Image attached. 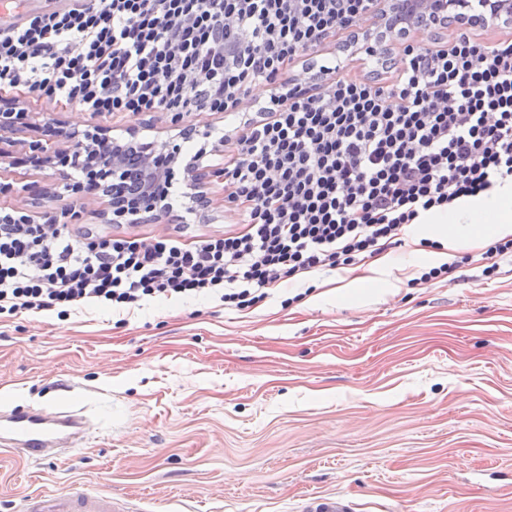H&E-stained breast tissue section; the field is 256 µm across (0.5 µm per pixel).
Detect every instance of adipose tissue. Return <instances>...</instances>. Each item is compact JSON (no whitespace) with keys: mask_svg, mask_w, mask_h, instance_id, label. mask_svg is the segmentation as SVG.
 <instances>
[{"mask_svg":"<svg viewBox=\"0 0 512 512\" xmlns=\"http://www.w3.org/2000/svg\"><path fill=\"white\" fill-rule=\"evenodd\" d=\"M408 232L436 244L435 249L413 254L416 265L443 263L488 233L498 239L512 237V180H496L478 195L458 198L448 210L426 212Z\"/></svg>","mask_w":512,"mask_h":512,"instance_id":"1","label":"adipose tissue"}]
</instances>
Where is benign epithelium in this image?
I'll return each mask as SVG.
<instances>
[{"label": "benign epithelium", "instance_id": "7a95c632", "mask_svg": "<svg viewBox=\"0 0 512 512\" xmlns=\"http://www.w3.org/2000/svg\"><path fill=\"white\" fill-rule=\"evenodd\" d=\"M492 5L489 13L472 15L468 0H427L426 10L419 24L429 25L448 23L456 25H487L512 15V0H485ZM404 12L401 0H376L372 8V26L362 30L365 39L374 38L383 28L394 30L399 27ZM18 128L35 131L43 136L58 138L70 144V148L60 151L59 163L66 165L68 156L79 158L91 147H112V163L106 167L98 164L96 154H91L85 168L90 185L102 191L108 198L105 207L97 210L98 218L110 220L114 224H157L171 217V212L161 206L160 185L174 175V165L180 157V147L171 141L158 143L141 142L137 139L138 130L127 129L128 139L111 138L105 132L84 134L79 138L76 130H66L50 124L36 125L29 121L26 112H1L0 128ZM0 158L12 167L28 166L41 170L52 164L43 146L33 141L21 151H11L0 147ZM196 156L183 167L184 180L189 192L186 197L191 202L190 210L208 211L211 206L209 196L210 181L224 178V171L203 167Z\"/></svg>", "mask_w": 512, "mask_h": 512}]
</instances>
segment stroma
Listing matches in <instances>:
<instances>
[{"label":"stroma","instance_id":"obj_1","mask_svg":"<svg viewBox=\"0 0 512 512\" xmlns=\"http://www.w3.org/2000/svg\"><path fill=\"white\" fill-rule=\"evenodd\" d=\"M33 123L149 126L169 114H93L0 92ZM0 209L35 222L81 209L55 171L0 160ZM49 188L36 202L24 185ZM130 236L178 223L106 224ZM474 242L451 281L342 302L367 265L283 282L245 312L215 300L93 305L60 317L0 319V406L71 404L86 444L51 464L0 459V512L26 492L74 484L124 497L139 512H302L307 497L349 499L353 512H512V257L486 279Z\"/></svg>","mask_w":512,"mask_h":512}]
</instances>
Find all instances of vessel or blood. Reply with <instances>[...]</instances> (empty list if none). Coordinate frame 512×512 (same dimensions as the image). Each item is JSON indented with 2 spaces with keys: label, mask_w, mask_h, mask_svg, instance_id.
I'll return each instance as SVG.
<instances>
[{
  "label": "vessel or blood",
  "mask_w": 512,
  "mask_h": 512,
  "mask_svg": "<svg viewBox=\"0 0 512 512\" xmlns=\"http://www.w3.org/2000/svg\"><path fill=\"white\" fill-rule=\"evenodd\" d=\"M84 418L66 408L14 406L0 410V454L41 462L72 453L83 432ZM20 512H134L133 505L105 492H90L75 485L63 492L26 494ZM344 497L317 496L306 512H350Z\"/></svg>",
  "instance_id": "1"
}]
</instances>
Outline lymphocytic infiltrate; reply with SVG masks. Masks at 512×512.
<instances>
[{
    "mask_svg": "<svg viewBox=\"0 0 512 512\" xmlns=\"http://www.w3.org/2000/svg\"><path fill=\"white\" fill-rule=\"evenodd\" d=\"M372 0H74L0 29V90L92 113L221 112L224 211L235 231L192 242L70 235L0 211V315L88 303L216 299L250 310L285 281L400 244L421 213L512 177V38L404 44L382 84L300 58L368 20Z\"/></svg>",
    "mask_w": 512,
    "mask_h": 512,
    "instance_id": "obj_1",
    "label": "lymphocytic infiltrate"
}]
</instances>
